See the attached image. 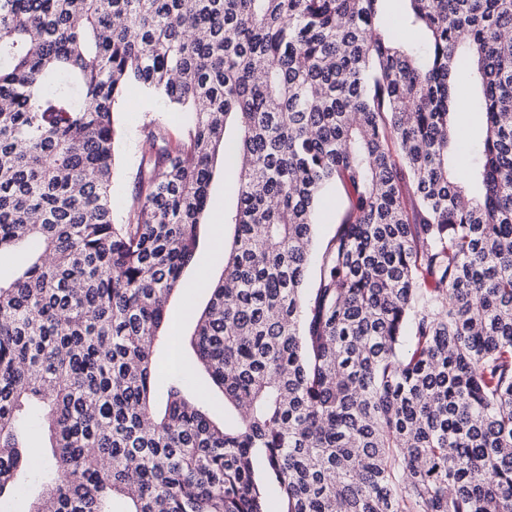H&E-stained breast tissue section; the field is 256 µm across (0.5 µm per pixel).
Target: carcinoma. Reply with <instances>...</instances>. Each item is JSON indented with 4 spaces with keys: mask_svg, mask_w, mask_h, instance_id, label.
Wrapping results in <instances>:
<instances>
[{
    "mask_svg": "<svg viewBox=\"0 0 512 512\" xmlns=\"http://www.w3.org/2000/svg\"><path fill=\"white\" fill-rule=\"evenodd\" d=\"M387 2L0 0V254L29 249L0 278V499L512 512V0H402L397 27ZM132 84L193 126L147 128L117 223ZM220 157L234 231L189 339L207 389L176 374L158 410Z\"/></svg>",
    "mask_w": 512,
    "mask_h": 512,
    "instance_id": "carcinoma-1",
    "label": "carcinoma"
}]
</instances>
